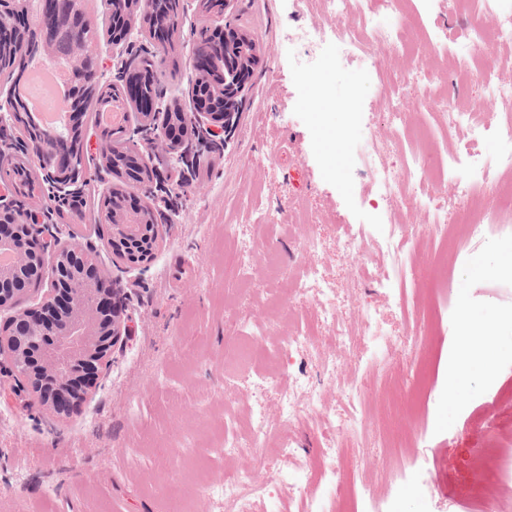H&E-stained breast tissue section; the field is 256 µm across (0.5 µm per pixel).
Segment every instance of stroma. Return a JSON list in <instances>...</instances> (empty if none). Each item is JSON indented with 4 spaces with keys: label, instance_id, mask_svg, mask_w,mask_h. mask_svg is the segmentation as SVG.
I'll list each match as a JSON object with an SVG mask.
<instances>
[{
    "label": "stroma",
    "instance_id": "35a3bbf8",
    "mask_svg": "<svg viewBox=\"0 0 512 512\" xmlns=\"http://www.w3.org/2000/svg\"><path fill=\"white\" fill-rule=\"evenodd\" d=\"M88 36L109 81L150 70L162 108L194 110L189 75L198 33L230 23L252 39L259 59L233 126L206 152L200 174L176 183V164L157 167L159 242L147 266L126 268L107 246L97 219L105 185L96 173L99 126L82 119L87 182L81 215L59 214L41 194L23 198L44 234L92 251L121 290L128 336L114 345L95 388L55 416L0 366V512H224L217 497L228 467L254 466L264 493L252 512H474V490L504 486L497 512H512V335L496 382L471 375L461 395L448 390V360L459 345L458 313L512 310V275L496 272L512 246V217L497 215V183L512 179L500 157L512 154V100L481 113L485 138L475 158H459L470 127L449 129L443 113L423 111L420 97L447 98L461 87L449 34L469 19L453 0H403L413 46L377 58L336 43L337 26H358L360 0L342 21L321 0H229L223 15L184 0L165 61L147 67L148 27L134 14L133 35L113 44L103 0H84ZM334 39L329 55L311 57L289 32ZM406 110L394 122L388 99ZM414 153L431 156L448 183L471 182L474 194L448 193V216L482 203L491 219L475 241H448L434 211H407L406 195L432 192L418 179L384 190L382 168L405 169ZM274 220L264 223L257 215ZM409 239L391 251L390 225ZM355 235L348 258L340 234ZM320 250L304 258L302 244ZM253 245L250 291L225 266L234 241ZM317 278H304L307 266ZM334 288L336 324L284 361L303 375L344 434L336 439L341 494L324 478L325 427L307 406L287 424L294 457L274 468L221 445L225 424L250 440L260 368L233 356L235 337L266 331L276 349L300 334L318 309L322 285ZM352 334L350 347L333 342ZM336 359L329 369L328 359Z\"/></svg>",
    "mask_w": 512,
    "mask_h": 512
}]
</instances>
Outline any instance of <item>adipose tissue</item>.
I'll use <instances>...</instances> for the list:
<instances>
[{
  "label": "adipose tissue",
  "mask_w": 512,
  "mask_h": 512,
  "mask_svg": "<svg viewBox=\"0 0 512 512\" xmlns=\"http://www.w3.org/2000/svg\"><path fill=\"white\" fill-rule=\"evenodd\" d=\"M512 326V311L479 318L470 311H461L459 330L462 344L448 364L449 386L463 385L470 372L492 374V356L497 345L498 329Z\"/></svg>",
  "instance_id": "1"
}]
</instances>
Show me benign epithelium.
<instances>
[{
  "instance_id": "1",
  "label": "benign epithelium",
  "mask_w": 512,
  "mask_h": 512,
  "mask_svg": "<svg viewBox=\"0 0 512 512\" xmlns=\"http://www.w3.org/2000/svg\"><path fill=\"white\" fill-rule=\"evenodd\" d=\"M178 14L163 16L154 38L153 57L163 58L166 52L167 29L177 25ZM87 21L80 0H44L42 13L32 14L25 0H0V46L15 36L26 35L32 49L48 61L64 59L79 66L84 81L71 86L74 98L82 99L87 88L98 93L89 97L86 107L99 110L105 106L124 109L141 101L136 86L128 84L121 99L109 96L112 85L101 81L97 51L85 37ZM239 35L231 25L224 26V42L200 38L193 43L191 85L207 75L210 61L230 52ZM242 79L231 85V95L224 110L212 112L198 104L191 120L203 118L218 130L233 125L239 112ZM21 113L10 92L0 90V152L13 154L21 145L15 135L20 127ZM119 131L136 135L146 145L157 141L166 145L171 157H180V142L148 124ZM33 155L42 165L41 193L49 199L71 196L80 189L84 171L79 143L71 142V131L57 136H37L23 130ZM34 188L20 187L15 198H0V251L14 256L12 265L0 266V311L11 310L0 326V357H6L19 378L21 387L30 391L47 410L63 415L92 389L101 368L108 364L111 347L126 335L124 311L116 305L120 289L111 273L88 257V251L58 238L40 237L32 214L20 210L18 198L33 194ZM108 205L99 211V222L109 226L108 240L112 251L129 268L140 263V251L153 250L158 241L156 207L144 204L149 223H141V213L130 212L126 206L128 193L110 182L106 186ZM51 255L50 276H45L46 255ZM46 289L42 301L31 307L16 309L18 301L31 291Z\"/></svg>"
}]
</instances>
